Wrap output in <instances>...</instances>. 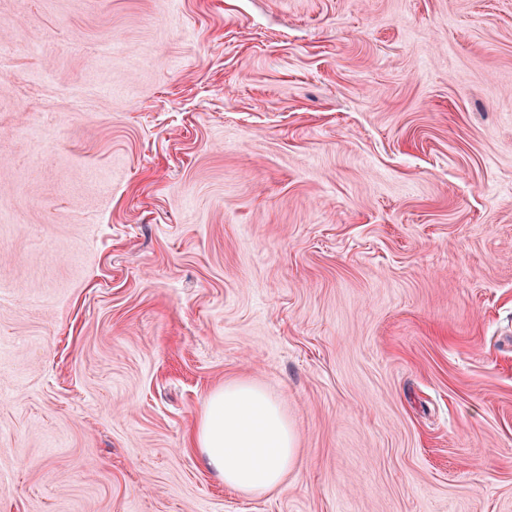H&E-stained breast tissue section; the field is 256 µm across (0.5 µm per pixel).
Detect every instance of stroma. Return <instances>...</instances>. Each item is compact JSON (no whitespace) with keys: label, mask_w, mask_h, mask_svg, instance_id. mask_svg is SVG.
<instances>
[{"label":"stroma","mask_w":512,"mask_h":512,"mask_svg":"<svg viewBox=\"0 0 512 512\" xmlns=\"http://www.w3.org/2000/svg\"><path fill=\"white\" fill-rule=\"evenodd\" d=\"M0 56V512H512V0H0ZM239 378L255 498L188 445ZM192 443L224 485L244 497L281 487L298 464L297 436L280 402L247 380L207 395Z\"/></svg>","instance_id":"stroma-1"}]
</instances>
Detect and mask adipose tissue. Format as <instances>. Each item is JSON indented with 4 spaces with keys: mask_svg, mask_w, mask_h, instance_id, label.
I'll return each instance as SVG.
<instances>
[{
    "mask_svg": "<svg viewBox=\"0 0 512 512\" xmlns=\"http://www.w3.org/2000/svg\"><path fill=\"white\" fill-rule=\"evenodd\" d=\"M192 443L225 486L245 497L281 487L298 464L297 436L280 402L247 380L207 395Z\"/></svg>",
    "mask_w": 512,
    "mask_h": 512,
    "instance_id": "1",
    "label": "adipose tissue"
}]
</instances>
